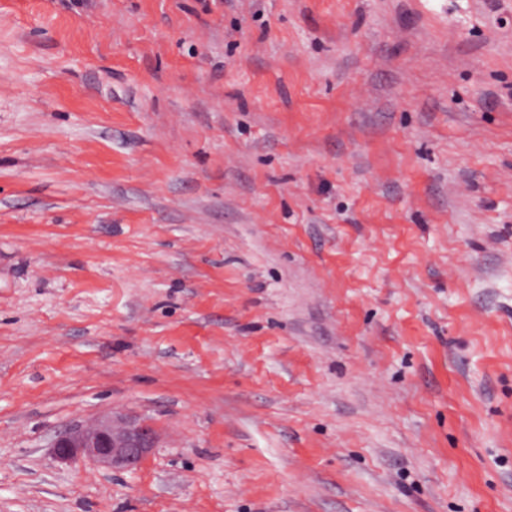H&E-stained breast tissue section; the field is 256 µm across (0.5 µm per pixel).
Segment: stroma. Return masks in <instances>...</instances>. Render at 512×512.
<instances>
[{
    "label": "stroma",
    "instance_id": "obj_1",
    "mask_svg": "<svg viewBox=\"0 0 512 512\" xmlns=\"http://www.w3.org/2000/svg\"><path fill=\"white\" fill-rule=\"evenodd\" d=\"M0 512H512V0H0ZM155 443L156 433L148 421L110 415L64 430L53 448L62 462L82 457L91 468L124 472L138 469Z\"/></svg>",
    "mask_w": 512,
    "mask_h": 512
}]
</instances>
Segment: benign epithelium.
Instances as JSON below:
<instances>
[{"label":"benign epithelium","mask_w":512,"mask_h":512,"mask_svg":"<svg viewBox=\"0 0 512 512\" xmlns=\"http://www.w3.org/2000/svg\"><path fill=\"white\" fill-rule=\"evenodd\" d=\"M155 443L156 433L148 421L103 416L59 433L53 448L62 462L81 457L92 468L124 472L138 469Z\"/></svg>","instance_id":"benign-epithelium-1"}]
</instances>
